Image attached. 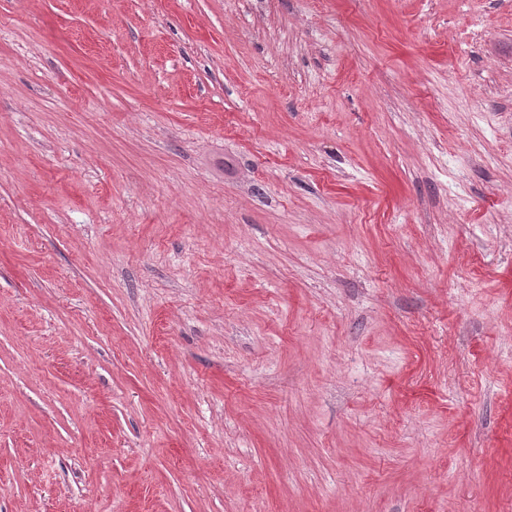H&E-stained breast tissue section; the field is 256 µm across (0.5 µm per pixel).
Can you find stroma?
Segmentation results:
<instances>
[{"label":"stroma","mask_w":512,"mask_h":512,"mask_svg":"<svg viewBox=\"0 0 512 512\" xmlns=\"http://www.w3.org/2000/svg\"><path fill=\"white\" fill-rule=\"evenodd\" d=\"M0 512H512V0H0Z\"/></svg>","instance_id":"obj_1"}]
</instances>
